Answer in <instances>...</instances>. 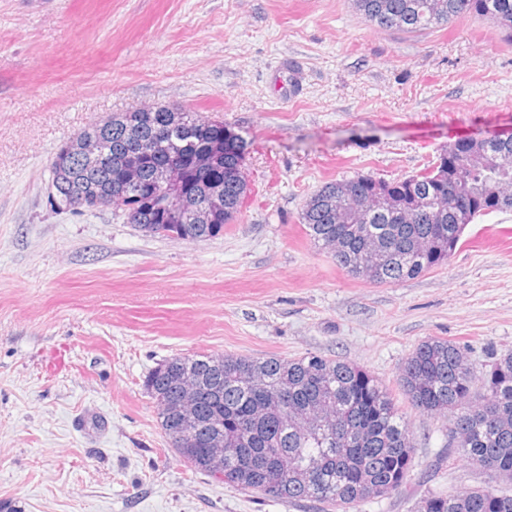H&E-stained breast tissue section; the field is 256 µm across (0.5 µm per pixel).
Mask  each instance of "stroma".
<instances>
[{"mask_svg":"<svg viewBox=\"0 0 512 512\" xmlns=\"http://www.w3.org/2000/svg\"><path fill=\"white\" fill-rule=\"evenodd\" d=\"M287 58L300 83L277 96ZM147 104L246 140L250 190L222 235L146 237L53 203L58 147ZM509 129L512 37L483 17L409 34L351 0H0V512H320L218 482L168 447L143 382L194 352L340 359L386 387L414 468L358 512L480 485L448 460V418L413 408L398 377L434 337L480 379L512 351V211L391 285L314 247L300 213L326 183L402 178L457 138Z\"/></svg>","mask_w":512,"mask_h":512,"instance_id":"1","label":"stroma"}]
</instances>
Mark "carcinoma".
<instances>
[{"label":"carcinoma","mask_w":512,"mask_h":512,"mask_svg":"<svg viewBox=\"0 0 512 512\" xmlns=\"http://www.w3.org/2000/svg\"><path fill=\"white\" fill-rule=\"evenodd\" d=\"M352 2L382 29L417 33L479 14L512 36V0ZM174 111L157 104L114 112L78 134L96 153L75 157L58 149L50 172L70 191L68 209L88 212L94 199L108 197L145 236L198 241L223 233L249 191L246 142L224 122L187 110L183 125L173 126ZM442 154L443 164L399 180L358 174L323 185L301 211L307 236L349 274L376 283L414 279L446 261L467 225L512 211V136L461 139L456 152ZM164 165L181 170L180 181L165 189L153 178ZM216 188L221 206L197 224L181 222L182 210L207 206ZM383 196L403 209L415 205L417 213L409 218L370 204ZM458 197L468 203L461 213L453 206ZM189 378L204 385L194 398L185 391ZM399 385L418 411L451 414L457 441L448 445V460L512 483V352L480 381L455 343L430 338L402 363ZM143 387L168 447L229 485L336 512L389 496L411 480L408 424L388 390L354 363L317 355H176L149 372ZM189 443L197 453H185ZM416 512H512V492L476 486L426 495Z\"/></svg>","instance_id":"cac0c4a2"}]
</instances>
